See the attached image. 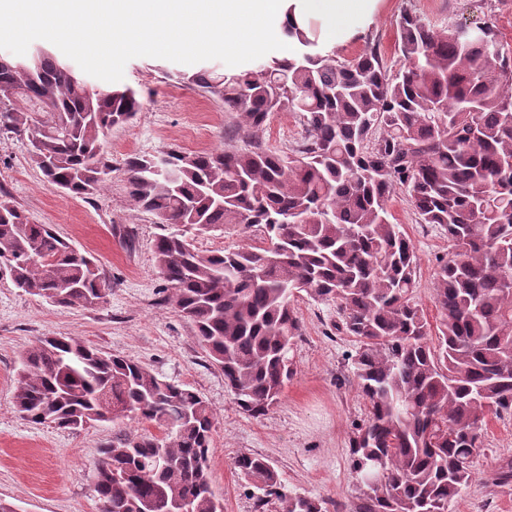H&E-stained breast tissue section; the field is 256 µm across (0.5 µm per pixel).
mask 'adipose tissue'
<instances>
[{
	"label": "adipose tissue",
	"instance_id": "adipose-tissue-1",
	"mask_svg": "<svg viewBox=\"0 0 512 512\" xmlns=\"http://www.w3.org/2000/svg\"><path fill=\"white\" fill-rule=\"evenodd\" d=\"M381 0H25L6 9L18 37L75 40L90 28L95 39L79 48L91 63L118 49L163 40L165 47L222 45L225 53L276 51L281 57L300 45L287 34L295 26L320 34L331 46L364 35Z\"/></svg>",
	"mask_w": 512,
	"mask_h": 512
}]
</instances>
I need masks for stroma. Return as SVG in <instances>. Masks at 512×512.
Returning <instances> with one entry per match:
<instances>
[{"instance_id": "1", "label": "stroma", "mask_w": 512, "mask_h": 512, "mask_svg": "<svg viewBox=\"0 0 512 512\" xmlns=\"http://www.w3.org/2000/svg\"><path fill=\"white\" fill-rule=\"evenodd\" d=\"M420 15L437 29L451 23L492 22L512 50V0H383L380 14L357 41L336 48L349 59L366 47L379 49L387 63L402 65L397 22L404 12ZM46 49L82 71L102 89L129 87L142 103L126 125L110 130L103 149L110 171L90 198L47 186L30 154L27 136L0 134V189L35 224L52 225L79 251L99 261L112 292L92 309L62 308L16 288L0 269V501L17 512H100L93 467L112 426L98 423L64 430L30 423L14 403L15 378L25 351L44 336H76L87 345L149 366L160 377L201 394L215 421L209 454L212 489L224 512H254L253 489L234 468L243 453L270 460L286 488L349 505L356 496L348 439L367 418L366 402L352 381L348 359L356 343L338 333L336 305L300 295L295 308L303 334L291 352L294 376L268 414L252 418L236 406L223 372L199 345L192 325L167 299L154 244L162 227L156 216L134 207L128 194L127 157L170 150L201 152L233 145L238 122L218 98L178 81L181 73L223 68V48L159 50L143 44L90 64L68 42L16 38L0 33V55L24 58ZM297 113L270 114L259 137L273 150L301 138ZM390 222L402 225L419 259L415 299L430 324L439 259L450 256L448 236L420 223L405 192L387 203ZM202 251L235 250L263 244L258 228L225 225L195 236ZM512 458V416L489 417L483 443L473 459L472 483L448 512H512V482L493 484L502 460Z\"/></svg>"}]
</instances>
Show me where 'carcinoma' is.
Returning a JSON list of instances; mask_svg holds the SVG:
<instances>
[{
  "label": "carcinoma",
  "instance_id": "carcinoma-1",
  "mask_svg": "<svg viewBox=\"0 0 512 512\" xmlns=\"http://www.w3.org/2000/svg\"><path fill=\"white\" fill-rule=\"evenodd\" d=\"M406 64L376 47L350 60L302 49L240 74L204 68L178 80L224 101L243 146L126 159L129 195L164 227L155 257L175 311L224 373L236 405L267 414L293 375L304 292L332 301L355 338V386L369 406L349 438L358 495L352 512H448L474 478L489 415L512 414V58L490 24L466 39L419 15L399 21ZM0 132L26 134L46 183L87 198L110 169L101 137L140 110L128 87L101 90L49 52L0 55ZM297 112L304 134L287 152L257 133ZM404 191L422 224L448 232L433 300L436 329L414 300L411 239L388 219ZM258 227L266 245L202 252L186 230ZM0 265L24 292L62 307H93L112 291L94 257L32 224L0 195ZM15 406L32 423H112L94 466L101 512H223L211 487L213 415L203 397L147 366L74 336H46L22 358ZM156 429L132 432L127 421ZM235 467L282 512H329L284 490L267 458Z\"/></svg>",
  "mask_w": 512,
  "mask_h": 512
}]
</instances>
